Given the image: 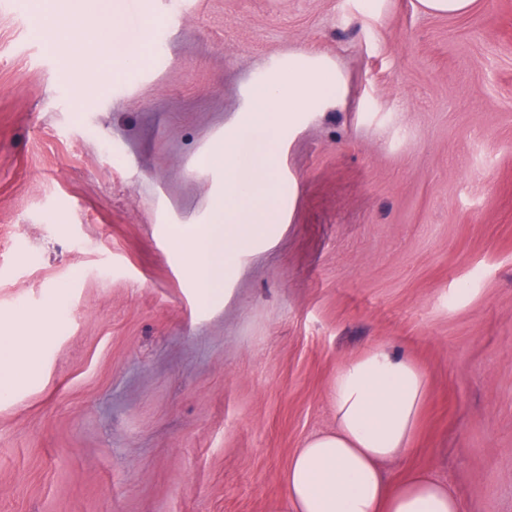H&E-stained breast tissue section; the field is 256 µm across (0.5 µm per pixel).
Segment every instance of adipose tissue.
Listing matches in <instances>:
<instances>
[{
	"label": "adipose tissue",
	"instance_id": "adipose-tissue-1",
	"mask_svg": "<svg viewBox=\"0 0 512 512\" xmlns=\"http://www.w3.org/2000/svg\"><path fill=\"white\" fill-rule=\"evenodd\" d=\"M104 25L94 30L104 55L137 66L145 43L126 41L118 0H99ZM32 338L19 331L0 336V392H10L18 366L34 368ZM424 373L410 360L376 347L337 367L329 397L332 431L307 438L286 475L283 512H462L446 484L425 471L388 488L380 462L400 457L417 431L426 398Z\"/></svg>",
	"mask_w": 512,
	"mask_h": 512
}]
</instances>
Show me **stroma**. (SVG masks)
Listing matches in <instances>:
<instances>
[{"label": "stroma", "mask_w": 512, "mask_h": 512, "mask_svg": "<svg viewBox=\"0 0 512 512\" xmlns=\"http://www.w3.org/2000/svg\"><path fill=\"white\" fill-rule=\"evenodd\" d=\"M121 6L148 59L80 100L98 43L62 55L46 0H0V325L41 332L0 394V512H278L337 366L374 346L428 379L386 483L512 512V0ZM292 52L344 102L282 129L281 233L201 304L176 245L226 192L208 155ZM475 3L476 0H418L424 13L448 16L467 14Z\"/></svg>", "instance_id": "1"}]
</instances>
